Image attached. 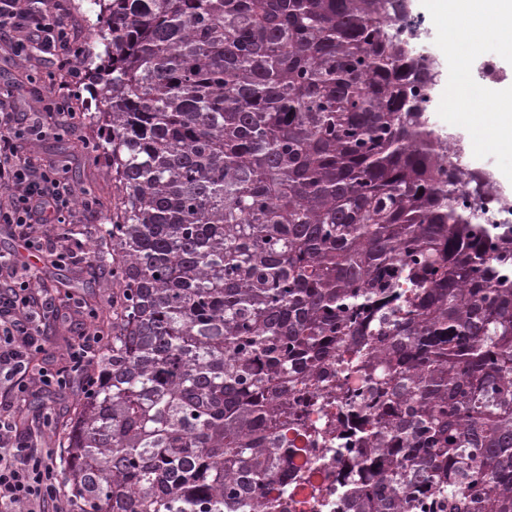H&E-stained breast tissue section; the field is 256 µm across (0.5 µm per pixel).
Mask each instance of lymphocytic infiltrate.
Segmentation results:
<instances>
[{
    "mask_svg": "<svg viewBox=\"0 0 512 512\" xmlns=\"http://www.w3.org/2000/svg\"><path fill=\"white\" fill-rule=\"evenodd\" d=\"M24 0H0V31L14 32L16 53L36 48L59 58L61 79L45 87L50 112L17 116L0 99V187L8 192L0 202V224L24 228L28 248L47 251L62 259L76 260L86 254L81 241L67 242L47 228L81 207L82 201L67 179L58 172L34 171L18 153L26 136L46 135L75 124L73 101L84 82L83 73L72 64V36L64 15L42 14L32 27H25ZM14 286L0 297V512H82L76 498L66 497L62 487L57 451L47 447L43 422L21 427L22 403L28 394L51 392L53 377L33 372L31 351L40 349L44 311L48 300L36 288V272L30 264L13 268Z\"/></svg>",
    "mask_w": 512,
    "mask_h": 512,
    "instance_id": "lymphocytic-infiltrate-1",
    "label": "lymphocytic infiltrate"
}]
</instances>
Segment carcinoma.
Returning <instances> with one entry per match:
<instances>
[{
	"label": "carcinoma",
	"instance_id": "1",
	"mask_svg": "<svg viewBox=\"0 0 512 512\" xmlns=\"http://www.w3.org/2000/svg\"><path fill=\"white\" fill-rule=\"evenodd\" d=\"M84 512H512V223L421 107L405 0H87ZM477 207L485 208L486 211L482 215L486 224H510L512 222V212L510 208H504L495 198L487 200L477 198ZM93 216H82L80 219L71 218V221L76 224H71L73 231H80L83 235H77L89 246H92L98 241V231L101 224L109 223L110 211L108 209H96ZM72 231V232H73Z\"/></svg>",
	"mask_w": 512,
	"mask_h": 512
}]
</instances>
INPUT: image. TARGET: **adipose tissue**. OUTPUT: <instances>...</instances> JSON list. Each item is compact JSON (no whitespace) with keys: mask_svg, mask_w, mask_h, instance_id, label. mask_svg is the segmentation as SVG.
Segmentation results:
<instances>
[{"mask_svg":"<svg viewBox=\"0 0 512 512\" xmlns=\"http://www.w3.org/2000/svg\"><path fill=\"white\" fill-rule=\"evenodd\" d=\"M428 13L438 22L466 30V39L450 38L445 51L457 59L471 54L485 42H493L500 53L512 58V0H427ZM456 118L461 127L484 133L480 151L492 150L512 158V89L482 87L460 89L452 85Z\"/></svg>","mask_w":512,"mask_h":512,"instance_id":"1","label":"adipose tissue"}]
</instances>
